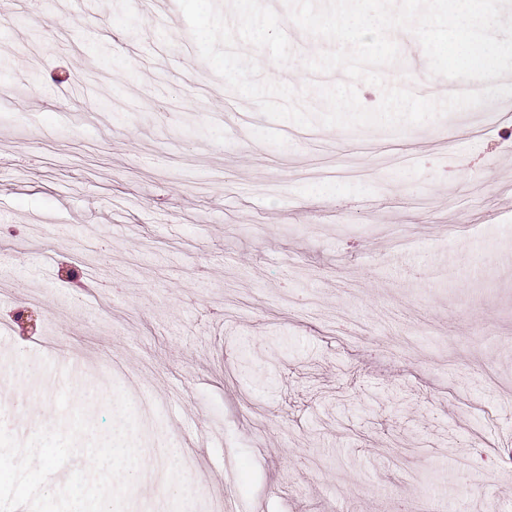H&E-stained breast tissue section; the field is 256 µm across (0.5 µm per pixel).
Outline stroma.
Masks as SVG:
<instances>
[{
  "label": "stroma",
  "mask_w": 512,
  "mask_h": 512,
  "mask_svg": "<svg viewBox=\"0 0 512 512\" xmlns=\"http://www.w3.org/2000/svg\"><path fill=\"white\" fill-rule=\"evenodd\" d=\"M282 26L299 89L331 44ZM472 118L273 121L178 0H0V370H37L0 422L124 389L133 512H512V115Z\"/></svg>",
  "instance_id": "obj_1"
}]
</instances>
